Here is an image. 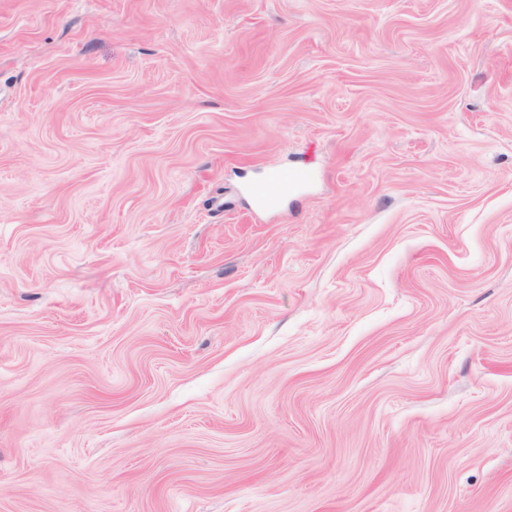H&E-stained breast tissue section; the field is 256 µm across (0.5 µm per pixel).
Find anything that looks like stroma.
I'll list each match as a JSON object with an SVG mask.
<instances>
[{
  "label": "stroma",
  "instance_id": "35a3bbf8",
  "mask_svg": "<svg viewBox=\"0 0 512 512\" xmlns=\"http://www.w3.org/2000/svg\"><path fill=\"white\" fill-rule=\"evenodd\" d=\"M0 512H512V0H0ZM301 180L300 175L272 170L267 173L263 180L251 185L249 192L257 203L263 204L272 200L281 192L296 186Z\"/></svg>",
  "mask_w": 512,
  "mask_h": 512
}]
</instances>
